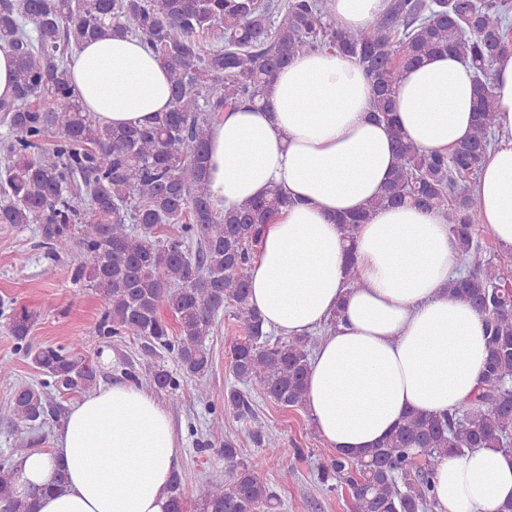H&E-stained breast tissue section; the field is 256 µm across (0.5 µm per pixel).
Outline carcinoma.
I'll return each instance as SVG.
<instances>
[{"instance_id":"cac0c4a2","label":"carcinoma","mask_w":512,"mask_h":512,"mask_svg":"<svg viewBox=\"0 0 512 512\" xmlns=\"http://www.w3.org/2000/svg\"><path fill=\"white\" fill-rule=\"evenodd\" d=\"M333 0H0V41L13 52L14 92L0 99L8 134L0 162V224L38 225L44 258L78 252L64 274L92 288L102 302L96 335L135 337L151 353L162 349L176 371L154 363L129 377L178 401L181 382L210 395L208 342L224 308L243 335L227 347L235 383L224 389V410L241 423L233 437L212 426L201 447H220L225 478L207 482L192 500L183 478L170 481V512H279L264 466L282 458L279 439L255 422L252 390L285 409H307L309 360L316 338L306 334L269 343L249 302V268L262 227L291 199L280 188L241 208L213 206L205 177L208 132L225 111L268 104L267 87L298 56L336 49L354 56L371 79L373 117L391 129L395 167L381 194L338 219L354 240L360 225L389 206L412 204L441 212L466 274L448 293L478 310L487 338L479 394L441 414H405L377 447L353 461L336 451L317 466L328 492L342 489L351 512H435L433 479L448 453L473 448L512 453V278L476 237L481 203L471 180L491 148L497 99L491 67L512 54L509 0H391L370 25L344 29L331 21ZM114 33L139 38L169 76L170 108L144 126L114 128L86 112L67 78L71 53ZM470 59L476 83L473 133L448 152H425L402 134L394 115L404 72L426 57ZM165 224L179 225L161 236ZM172 314L171 327L163 312ZM33 313L12 316L17 349L47 380L18 386L6 407L19 425L43 423L47 388L97 387V362L70 349L29 341ZM263 459L242 457L246 446ZM0 462V507L37 512L39 493L14 490L15 459Z\"/></svg>"}]
</instances>
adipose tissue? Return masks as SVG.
I'll use <instances>...</instances> for the list:
<instances>
[{
    "instance_id": "adipose-tissue-1",
    "label": "adipose tissue",
    "mask_w": 512,
    "mask_h": 512,
    "mask_svg": "<svg viewBox=\"0 0 512 512\" xmlns=\"http://www.w3.org/2000/svg\"><path fill=\"white\" fill-rule=\"evenodd\" d=\"M389 0H335L338 27L361 28ZM67 75L87 112L113 126L143 125L169 108V79L134 37L84 44ZM504 133L483 163L482 224L512 251V57L493 74ZM475 86L459 59L437 55L407 70L396 95L399 126L424 151H448L473 128ZM272 109L224 112L212 124L206 178L229 209L285 188L294 206L265 224L249 269L251 304L265 326L298 336L341 319L314 351L307 403L318 433L350 458L376 447L409 411L467 405L485 358L480 315L447 291L459 251L441 214L413 206L378 210L347 246L335 216L361 210L390 180L391 131L371 116L372 86L351 57L301 55L269 87ZM354 254L359 288L348 289ZM182 444L166 407L127 382L85 395L50 451L16 461V490L49 484L64 464L67 484L37 512H169L167 487ZM437 512H499L512 500V455L478 448L441 460Z\"/></svg>"
}]
</instances>
